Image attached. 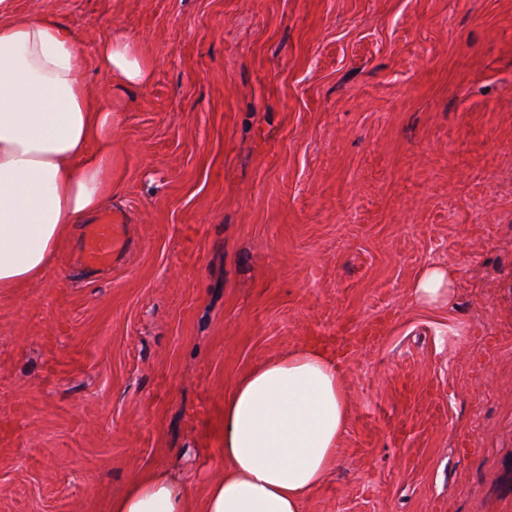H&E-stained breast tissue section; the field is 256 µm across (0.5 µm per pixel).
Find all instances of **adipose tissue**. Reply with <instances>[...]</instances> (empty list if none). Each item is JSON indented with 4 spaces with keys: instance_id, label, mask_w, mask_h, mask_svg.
Here are the masks:
<instances>
[{
    "instance_id": "ef3b65f1",
    "label": "adipose tissue",
    "mask_w": 512,
    "mask_h": 512,
    "mask_svg": "<svg viewBox=\"0 0 512 512\" xmlns=\"http://www.w3.org/2000/svg\"><path fill=\"white\" fill-rule=\"evenodd\" d=\"M121 88L146 85L154 63L115 32L86 57L55 14L16 17L0 0V289L25 287L57 258L75 225L112 198L113 107L89 68ZM447 266L426 268L416 299L447 302ZM349 404L334 356L304 346L243 375L224 400V475L202 500L169 472L132 483L112 512H303L336 465Z\"/></svg>"
}]
</instances>
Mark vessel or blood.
<instances>
[{
	"instance_id": "b4317fda",
	"label": "vessel or blood",
	"mask_w": 512,
	"mask_h": 512,
	"mask_svg": "<svg viewBox=\"0 0 512 512\" xmlns=\"http://www.w3.org/2000/svg\"><path fill=\"white\" fill-rule=\"evenodd\" d=\"M127 247L123 215L107 212L96 223L85 226L79 243V259L90 267L106 269Z\"/></svg>"
}]
</instances>
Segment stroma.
Returning a JSON list of instances; mask_svg holds the SVG:
<instances>
[{
    "label": "stroma",
    "instance_id": "35a3bbf8",
    "mask_svg": "<svg viewBox=\"0 0 512 512\" xmlns=\"http://www.w3.org/2000/svg\"><path fill=\"white\" fill-rule=\"evenodd\" d=\"M154 62L112 132L128 254L71 233L0 291V512H112L224 474V397L303 344L342 363L304 512H512V0H13ZM441 264L447 305L412 293Z\"/></svg>",
    "mask_w": 512,
    "mask_h": 512
}]
</instances>
